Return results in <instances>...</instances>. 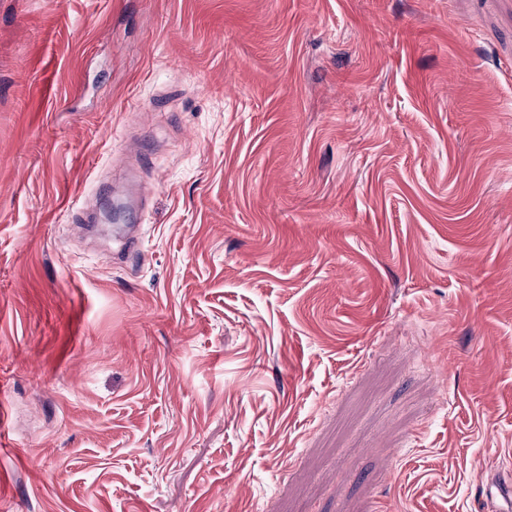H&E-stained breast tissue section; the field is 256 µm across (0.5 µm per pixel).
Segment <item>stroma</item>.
Returning a JSON list of instances; mask_svg holds the SVG:
<instances>
[{
    "instance_id": "stroma-1",
    "label": "stroma",
    "mask_w": 512,
    "mask_h": 512,
    "mask_svg": "<svg viewBox=\"0 0 512 512\" xmlns=\"http://www.w3.org/2000/svg\"><path fill=\"white\" fill-rule=\"evenodd\" d=\"M143 147L138 240L80 250ZM512 0H0V512H501Z\"/></svg>"
}]
</instances>
